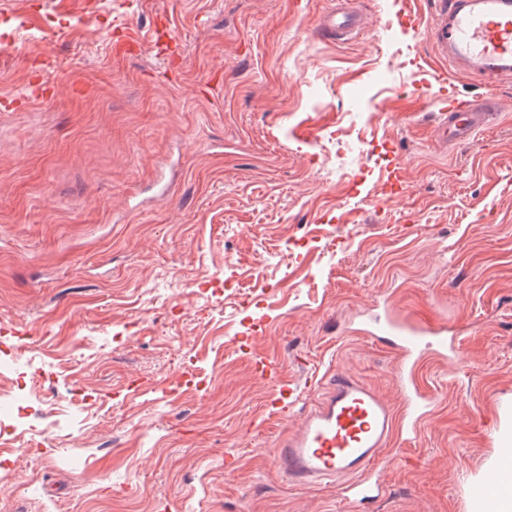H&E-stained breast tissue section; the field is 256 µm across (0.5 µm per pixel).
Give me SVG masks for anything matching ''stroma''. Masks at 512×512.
<instances>
[{"label": "stroma", "instance_id": "1", "mask_svg": "<svg viewBox=\"0 0 512 512\" xmlns=\"http://www.w3.org/2000/svg\"><path fill=\"white\" fill-rule=\"evenodd\" d=\"M333 6L0 0V362L28 345L17 426L43 433L7 447L0 512H466L493 479L512 432V85L448 144L436 0H362L375 29L336 43L315 33ZM128 25L147 52L117 45ZM372 308L447 321L459 354L420 363L436 404L361 509L271 453L328 368L399 405ZM383 188L386 194L394 198H402L407 193V186L404 181L403 167L398 156L387 168V176Z\"/></svg>", "mask_w": 512, "mask_h": 512}]
</instances>
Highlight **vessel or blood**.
Instances as JSON below:
<instances>
[{
  "label": "vessel or blood",
  "mask_w": 512,
  "mask_h": 512,
  "mask_svg": "<svg viewBox=\"0 0 512 512\" xmlns=\"http://www.w3.org/2000/svg\"><path fill=\"white\" fill-rule=\"evenodd\" d=\"M365 16L352 7H339L321 16L317 35L343 41L363 29ZM429 37L437 55L449 65L441 84L448 87V119L442 133L449 144H467L497 116L492 95L460 96L454 82L468 76L492 87L512 82V0H441L434 14ZM386 194L401 198L407 193L401 162L387 169ZM371 329L390 336L397 352L408 364L400 377L401 402L388 403L364 382L341 371L329 370L323 398L304 416L272 452L277 472L299 487L326 480L344 479L346 498L360 505L376 500L382 488L376 484L380 461L389 451L395 433L416 434L419 422L434 401L420 387L416 366L430 351L447 356L448 325L397 326L371 318ZM512 512V452L504 451L496 477L472 495L470 512H482L488 502Z\"/></svg>",
  "instance_id": "vessel-or-blood-1"
}]
</instances>
